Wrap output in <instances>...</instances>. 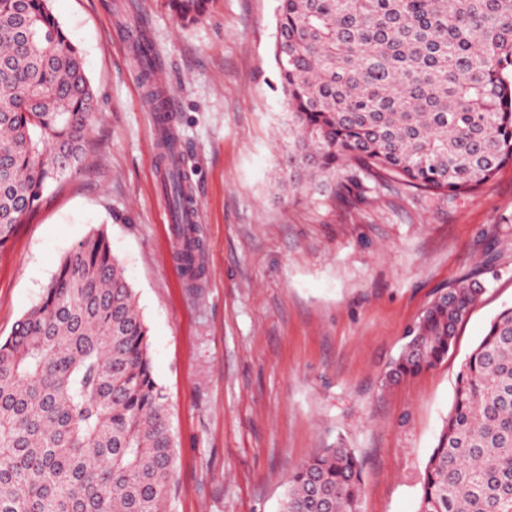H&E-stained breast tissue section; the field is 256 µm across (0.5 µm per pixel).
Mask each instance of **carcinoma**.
Instances as JSON below:
<instances>
[{"label": "carcinoma", "instance_id": "cac0c4a2", "mask_svg": "<svg viewBox=\"0 0 512 512\" xmlns=\"http://www.w3.org/2000/svg\"><path fill=\"white\" fill-rule=\"evenodd\" d=\"M210 0H169L183 25ZM274 61L288 184L321 191L352 162L428 193L471 192L512 162V0H279ZM95 112L81 51L50 0H0V247L79 167ZM183 206L181 172H168ZM483 292L423 312L387 378L441 361ZM175 467L149 329L101 231L60 262L0 341V512H163ZM362 461L324 448L281 512H357ZM416 512H512V306L466 358Z\"/></svg>", "mask_w": 512, "mask_h": 512}]
</instances>
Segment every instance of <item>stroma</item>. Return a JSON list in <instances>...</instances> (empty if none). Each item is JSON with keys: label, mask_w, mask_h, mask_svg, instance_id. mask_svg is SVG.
<instances>
[{"label": "stroma", "mask_w": 512, "mask_h": 512, "mask_svg": "<svg viewBox=\"0 0 512 512\" xmlns=\"http://www.w3.org/2000/svg\"><path fill=\"white\" fill-rule=\"evenodd\" d=\"M278 0H213L185 27L168 0H50L81 50L98 121L80 170L0 248V340L61 259L100 230L149 328L176 465L167 512H279L291 470L343 442L363 461L357 512H415L465 357L512 304V163L430 195L361 176L345 195L283 194L288 129L273 56ZM142 23L165 89L121 28ZM199 205V275L178 267L153 104ZM464 279L484 292L438 364L385 373L425 309Z\"/></svg>", "instance_id": "obj_1"}]
</instances>
